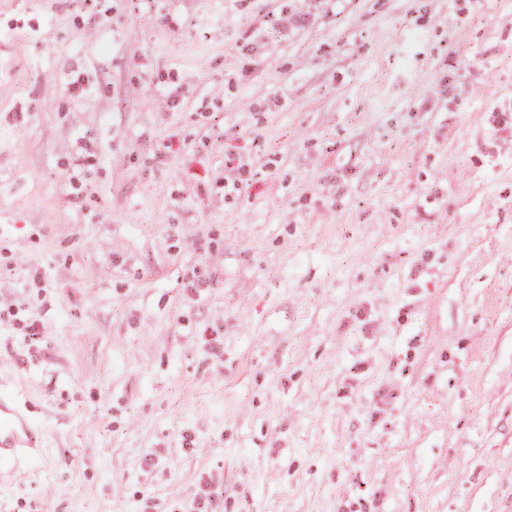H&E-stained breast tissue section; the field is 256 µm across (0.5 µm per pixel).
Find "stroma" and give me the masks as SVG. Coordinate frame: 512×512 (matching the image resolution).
<instances>
[{"mask_svg":"<svg viewBox=\"0 0 512 512\" xmlns=\"http://www.w3.org/2000/svg\"><path fill=\"white\" fill-rule=\"evenodd\" d=\"M0 512H512V0H0ZM31 423L5 397H0V471L13 470L22 448H31Z\"/></svg>","mask_w":512,"mask_h":512,"instance_id":"stroma-1","label":"stroma"}]
</instances>
